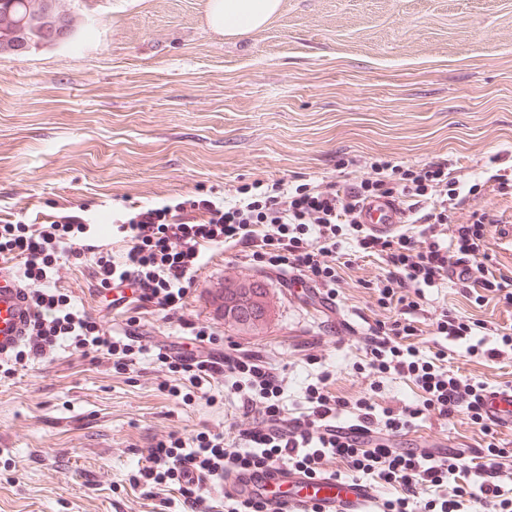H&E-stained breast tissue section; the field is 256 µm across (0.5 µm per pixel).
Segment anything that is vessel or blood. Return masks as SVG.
<instances>
[{
  "instance_id": "1",
  "label": "vessel or blood",
  "mask_w": 512,
  "mask_h": 512,
  "mask_svg": "<svg viewBox=\"0 0 512 512\" xmlns=\"http://www.w3.org/2000/svg\"><path fill=\"white\" fill-rule=\"evenodd\" d=\"M356 219L375 236H391L399 229L396 207L386 199L364 201ZM30 318L21 283L0 266V358L21 344ZM482 412L488 422L512 428V387L485 392ZM220 492L242 503L260 504L264 512H370L377 495L373 485L359 479L311 474L286 466L229 472Z\"/></svg>"
}]
</instances>
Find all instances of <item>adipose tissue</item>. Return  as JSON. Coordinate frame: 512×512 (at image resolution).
Listing matches in <instances>:
<instances>
[{"label":"adipose tissue","instance_id":"obj_1","mask_svg":"<svg viewBox=\"0 0 512 512\" xmlns=\"http://www.w3.org/2000/svg\"><path fill=\"white\" fill-rule=\"evenodd\" d=\"M281 0H208L210 27L228 37L263 29L280 8Z\"/></svg>","mask_w":512,"mask_h":512}]
</instances>
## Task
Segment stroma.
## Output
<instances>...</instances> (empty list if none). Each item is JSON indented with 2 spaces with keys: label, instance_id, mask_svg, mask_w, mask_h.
Here are the masks:
<instances>
[{
  "label": "stroma",
  "instance_id": "stroma-1",
  "mask_svg": "<svg viewBox=\"0 0 512 512\" xmlns=\"http://www.w3.org/2000/svg\"><path fill=\"white\" fill-rule=\"evenodd\" d=\"M80 28L69 41L0 55V219L86 212L126 217L200 192L244 184L297 185L372 178L370 162L407 167L447 161L466 182L512 166V0H281L262 30L212 31L208 0H64ZM335 314L293 291L292 275L215 251L177 319L149 304L112 306L86 265H69L62 292L113 335L133 341L126 371L111 356L61 344L0 373V512H167L176 486L129 477L143 448L243 423L219 378L194 387L164 362L171 349L214 361L250 355L282 378V401L304 411L305 388L384 407L422 400L412 382L380 377L370 390L363 334L392 323L399 305L374 292L382 262L344 240ZM265 278L270 311L254 327L225 318L215 300L229 280ZM449 313L512 335V307L478 302L444 282L426 289L408 344L452 349L451 370L512 386V352L474 362L465 344L435 336ZM213 338L199 345L194 326ZM177 381L178 395L161 388ZM410 439L495 444L512 463V432L483 434L466 415L429 414Z\"/></svg>",
  "mask_w": 512,
  "mask_h": 512
}]
</instances>
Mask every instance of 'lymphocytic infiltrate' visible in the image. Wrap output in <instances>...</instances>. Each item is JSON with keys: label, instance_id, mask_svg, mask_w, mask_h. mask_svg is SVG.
<instances>
[{"label": "lymphocytic infiltrate", "instance_id": "f902f5d3", "mask_svg": "<svg viewBox=\"0 0 512 512\" xmlns=\"http://www.w3.org/2000/svg\"><path fill=\"white\" fill-rule=\"evenodd\" d=\"M374 178L353 186L335 181L300 184L260 181L238 187L235 196H211L141 207L121 220L117 231L124 248L120 259L111 250L78 243L81 215H64L41 224L24 218L0 223V258L19 263L20 281L32 308V327L23 340L26 356L43 359L64 340L83 353L114 356L123 371L131 346L112 337L100 319L81 310L53 286L68 265L87 264L100 288L126 285L142 289L144 302L167 318L183 308L189 288L208 262L211 249L237 248L246 260L296 273L317 293L338 297L337 249L351 236L358 253L382 259L375 284L380 304H400L403 318L369 326L365 335L370 375L396 374L411 379L423 392L421 404L400 411L378 407L372 395L349 401L327 389L322 373L305 390L306 412L288 413L281 403L282 380L273 369L249 356L224 363L207 358L177 359L195 385L218 375H234L235 407L251 423L244 429L200 432L189 438L169 434L147 450L133 475L148 488L178 487L179 512H252L232 499L214 498L211 488L235 468L286 465L323 472L327 460L338 463L340 478L364 479L394 496H377L372 512H512V467L502 463L503 449L404 448L397 437L426 412L451 418L466 415L482 431L491 426L482 414L486 382L467 379L448 368V350L424 355L408 345L425 289L450 281L466 294L486 292L512 305V269L492 272L490 238L497 216L471 204L478 186L450 179L447 163L436 161L401 167L377 159ZM391 198L401 205L400 221L418 225L414 235L375 237L355 220L360 204ZM469 206L467 221L455 214ZM436 335L471 337L468 357L494 358L512 350V336L488 346L477 324L441 313ZM429 496L419 500L418 487Z\"/></svg>", "mask_w": 512, "mask_h": 512}]
</instances>
